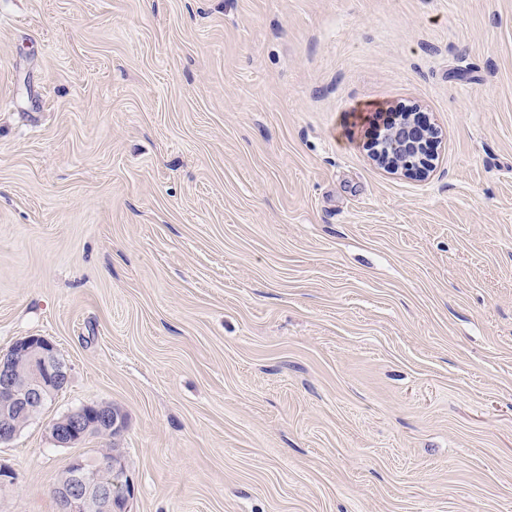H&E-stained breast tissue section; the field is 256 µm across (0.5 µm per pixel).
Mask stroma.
I'll return each instance as SVG.
<instances>
[{"label":"stroma","mask_w":512,"mask_h":512,"mask_svg":"<svg viewBox=\"0 0 512 512\" xmlns=\"http://www.w3.org/2000/svg\"><path fill=\"white\" fill-rule=\"evenodd\" d=\"M419 106L429 176L363 116ZM69 383L0 512H512V0H0V351ZM126 426L60 448L82 405ZM55 495L62 512H126L132 488L121 456L108 448L90 466L82 454L72 457Z\"/></svg>","instance_id":"1"}]
</instances>
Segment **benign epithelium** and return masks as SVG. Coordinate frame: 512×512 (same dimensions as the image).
<instances>
[{"instance_id": "1", "label": "benign epithelium", "mask_w": 512, "mask_h": 512, "mask_svg": "<svg viewBox=\"0 0 512 512\" xmlns=\"http://www.w3.org/2000/svg\"><path fill=\"white\" fill-rule=\"evenodd\" d=\"M395 121L366 140L369 158L380 168L409 175H426L432 168L427 143L440 139L439 130L420 122L415 107L393 109ZM68 381L65 364L54 345L41 336H28L0 352V444L18 435L20 419L41 409L49 394ZM112 437L125 428L124 416L110 404L86 405L51 423L54 442L78 447L91 437V424ZM55 495L60 512H127L132 488L119 454L108 448L87 464L71 458L61 474Z\"/></svg>"}]
</instances>
